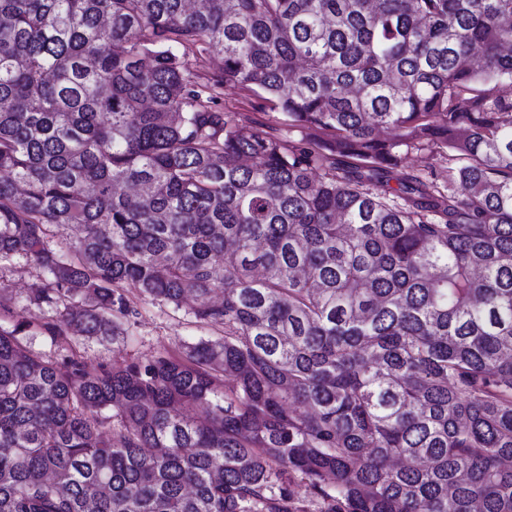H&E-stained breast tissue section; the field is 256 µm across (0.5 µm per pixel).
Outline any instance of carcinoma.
I'll return each mask as SVG.
<instances>
[{
  "label": "carcinoma",
  "mask_w": 512,
  "mask_h": 512,
  "mask_svg": "<svg viewBox=\"0 0 512 512\" xmlns=\"http://www.w3.org/2000/svg\"><path fill=\"white\" fill-rule=\"evenodd\" d=\"M506 82L512 0H0V262L46 330L224 326L93 372L0 327V512H305L292 472L320 512H512ZM220 92L219 107L226 112H237L245 128L255 129L263 125L277 128L283 135L287 133L288 128L277 119L280 116L278 111H273L268 103L252 92L238 87H223Z\"/></svg>",
  "instance_id": "obj_1"
}]
</instances>
